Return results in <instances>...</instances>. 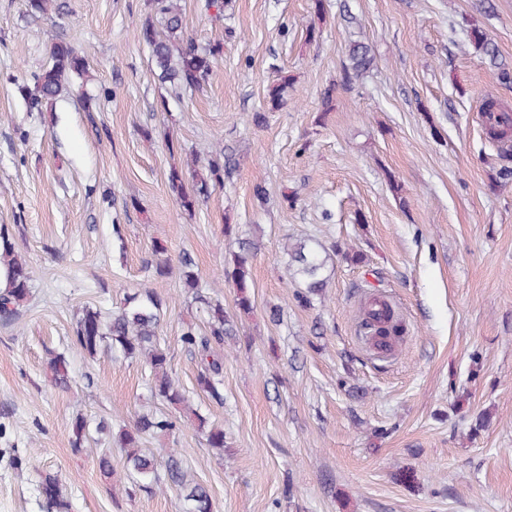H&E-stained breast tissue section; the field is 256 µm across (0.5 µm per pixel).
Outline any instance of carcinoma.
<instances>
[{
    "mask_svg": "<svg viewBox=\"0 0 512 512\" xmlns=\"http://www.w3.org/2000/svg\"><path fill=\"white\" fill-rule=\"evenodd\" d=\"M157 19H149L140 29L139 36L151 49V65L158 80L169 84L175 91L202 87L209 79L214 64L224 54L221 41L202 45L184 35V17L177 0H151ZM474 47L494 71L496 83L512 87V64L500 58V51L491 35L480 27L469 31ZM371 48L364 42L353 40L348 46L347 62L344 63L341 86L350 89L371 67ZM87 71L86 58L79 55L71 43L57 35L51 44L50 61L40 72L33 75L32 84L19 86L21 96L31 109H39L53 103L65 90L71 76H83ZM288 77L268 89L271 108L277 109L288 97ZM484 115L488 129L501 138L508 137L512 129V114L499 106L497 98L485 96ZM207 163V177H202L189 187L183 171L170 170L168 183L172 194L187 211H192L199 201L210 195V189L224 183V148L211 146L202 152ZM251 243L239 242V252L232 254V270L229 272L237 288L236 307L248 313L252 309L249 295V252ZM284 252L290 258L289 270L301 281L306 292H298L295 299L300 304L309 302V296L325 288L324 260L318 251L306 241L286 243ZM179 265L185 288L192 293L194 302L207 315L205 329L193 324L184 327L182 341L199 358L197 386L214 399H221L220 386L224 373V342L238 334L235 321L224 311V304L207 296L199 287L190 255L179 257ZM31 296V275L28 265L16 252L6 226H0V321L12 323ZM164 301L153 288L145 285L127 296L124 304L104 319L97 309L86 307L76 318L75 343L86 353L95 355L104 349L120 351L126 358H142L150 367L148 391L150 398L169 406L188 407V398L172 375L168 356L161 346L158 330L163 316ZM359 327L365 336L382 337L385 326L397 329L395 312L387 301L382 309L364 305ZM52 385L62 391L71 386L68 365L64 356L52 354L47 359ZM198 427L208 429L210 447H224V428L208 425L205 417L192 412ZM179 429L177 420L162 412H146L137 415L133 428H123L117 437V447L124 452V469L127 478L138 488H176L187 504V512H211L212 503L208 489L196 481L173 448H161L165 454L164 468H159L156 452L142 448V440L152 434H171ZM89 439V426L84 417L78 416L72 425V450L80 452ZM46 507L54 512H69L71 504L58 479L47 475L42 481Z\"/></svg>",
    "mask_w": 512,
    "mask_h": 512,
    "instance_id": "obj_1",
    "label": "carcinoma"
}]
</instances>
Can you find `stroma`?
<instances>
[{
	"instance_id": "obj_1",
	"label": "stroma",
	"mask_w": 512,
	"mask_h": 512,
	"mask_svg": "<svg viewBox=\"0 0 512 512\" xmlns=\"http://www.w3.org/2000/svg\"><path fill=\"white\" fill-rule=\"evenodd\" d=\"M55 2L35 19L26 0H0V225L31 272L28 305L0 324V512H47L49 474L70 512H182L176 489L132 490L113 449V432L164 407L148 398L145 361L73 343L81 306L109 311L144 285L166 303L173 375L226 447L186 422L145 445L176 449L212 512H512V182L498 178L502 144L482 112L491 91L512 111V88L468 40L471 25L485 28L512 63V0H493L490 15L480 0H231L221 23L180 0L187 34L223 41L224 57L178 96L139 38L150 0ZM59 33L88 71L36 112L18 87ZM352 40L373 64L347 90ZM283 76L293 89L275 110L268 88ZM209 142L234 165L184 211L169 172L192 178L186 160ZM303 237L322 244L328 278L307 306L283 254ZM242 239L254 244L248 314L224 278ZM158 243L174 261L190 253L238 322L221 399L200 392L182 341L205 314L178 272L146 269ZM351 249L361 262L345 259ZM374 295L405 324L388 356L357 327ZM52 351L67 359L69 391L50 385ZM482 411L488 425L472 432ZM79 414L110 429L76 453ZM380 426L387 436L373 437ZM101 448L113 451L108 478Z\"/></svg>"
}]
</instances>
